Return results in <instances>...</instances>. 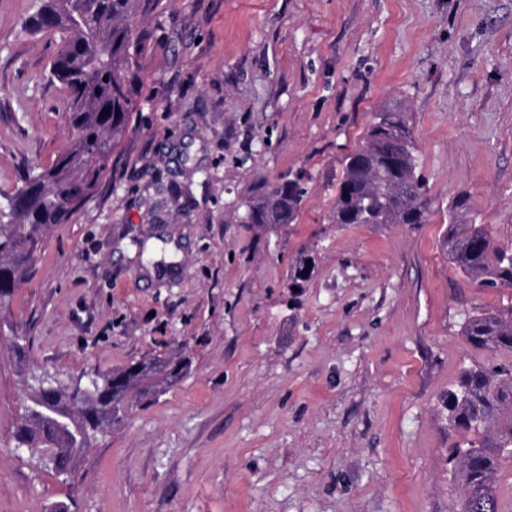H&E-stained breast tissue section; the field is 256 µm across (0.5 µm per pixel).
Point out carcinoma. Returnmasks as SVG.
I'll list each match as a JSON object with an SVG mask.
<instances>
[{
	"label": "carcinoma",
	"mask_w": 512,
	"mask_h": 512,
	"mask_svg": "<svg viewBox=\"0 0 512 512\" xmlns=\"http://www.w3.org/2000/svg\"><path fill=\"white\" fill-rule=\"evenodd\" d=\"M158 0H45L26 31L59 42L49 74L65 93L72 127L69 145L48 167L34 166L0 206V291L31 274L34 254L54 224H62L97 186L112 151L128 132L133 88L152 34L136 20L156 8ZM418 157L407 113L380 112L369 127L366 144L345 157L332 220L336 224H426L430 202L416 176ZM303 198L298 183L284 178L260 185L246 204L244 223L264 231L289 224ZM448 212L442 247L451 263L479 288H512V245L498 243L486 224H459ZM306 256L291 266V286L310 279ZM463 333L476 349L512 353V306L473 315ZM185 357L151 358L106 374L107 386L90 414H67L63 399L40 403L24 418L18 438L45 446L56 459L48 464L67 474L80 448L79 438L95 435L103 425L122 420L135 401L187 372ZM448 426L464 433L452 455L462 481L458 512H501L497 478L501 460L512 448V365L467 368L448 391Z\"/></svg>",
	"instance_id": "cac0c4a2"
}]
</instances>
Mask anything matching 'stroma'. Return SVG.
Masks as SVG:
<instances>
[{
    "label": "stroma",
    "instance_id": "1",
    "mask_svg": "<svg viewBox=\"0 0 512 512\" xmlns=\"http://www.w3.org/2000/svg\"><path fill=\"white\" fill-rule=\"evenodd\" d=\"M42 3L0 0L5 194L71 138L57 47L24 30ZM141 23L127 136L0 307V512H455L448 391L512 364L463 324L512 289L476 287L441 238L464 200L512 244V0H160ZM396 105L428 223H333L345 156ZM285 175L295 220L254 231L245 202ZM179 352L187 373L97 432L69 483L18 450L34 376L72 389Z\"/></svg>",
    "mask_w": 512,
    "mask_h": 512
}]
</instances>
